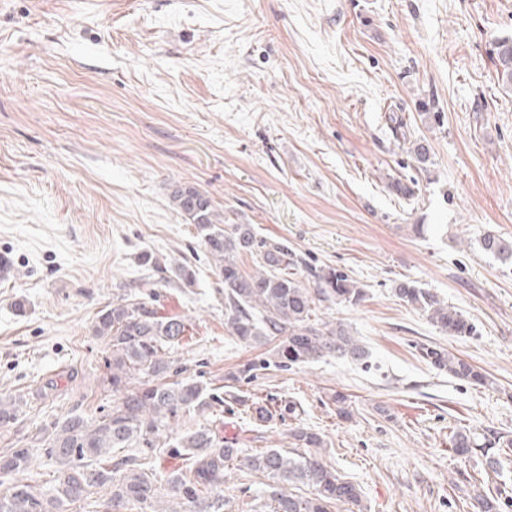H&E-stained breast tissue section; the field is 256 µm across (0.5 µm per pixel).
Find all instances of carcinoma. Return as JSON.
Returning a JSON list of instances; mask_svg holds the SVG:
<instances>
[{"mask_svg": "<svg viewBox=\"0 0 512 512\" xmlns=\"http://www.w3.org/2000/svg\"><path fill=\"white\" fill-rule=\"evenodd\" d=\"M493 62L503 83L512 86V37L494 42ZM174 208L196 226L215 260L224 281V326L240 342L263 346L280 338L275 365H307L326 358L361 363L367 351L350 328L342 323H318L312 319L315 302L337 301L356 305L364 298L357 281L331 265L314 270V287L294 277L305 260L288 242L259 235L253 224H226L211 199L192 185L175 186ZM485 252L512 260V244L488 232L482 240ZM251 256L256 270L241 271L239 258ZM394 295L423 313L440 331L452 336H471L474 326L455 307L442 302L430 290L402 280ZM94 334L108 340L111 358L108 390L117 396L112 409L98 419L71 414L54 423L47 433L46 454L57 465L56 483L45 487L30 473L31 456L26 448H12L0 456V474L14 477L4 495L0 512H69V507L89 499L93 512H220L223 500H208L206 494L224 485V464L237 449L208 426L184 429L168 441L172 453L184 458L176 475L166 478L147 473L141 449L154 448L161 432L172 429L189 410H203L221 397L195 379L169 380L166 351L179 344L188 331L186 320L161 316L144 302L115 303L99 311ZM421 357L448 375L475 385L490 386L489 376L464 359L432 346L420 348ZM18 404L0 398V426L17 419ZM290 437L297 448H322L324 438L311 429L297 427ZM453 453L467 459L478 443L473 433L460 430L450 438ZM132 448L134 453L112 463V449ZM244 465L262 473L269 483L263 495L272 512H331L338 503L360 506L357 487L341 479L315 453L285 454L269 448L248 456ZM167 483L187 509L165 505L162 483ZM301 483L312 488L308 496L291 493L288 487ZM109 487L108 496L93 498L96 490Z\"/></svg>", "mask_w": 512, "mask_h": 512, "instance_id": "obj_1", "label": "carcinoma"}]
</instances>
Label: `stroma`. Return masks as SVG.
Masks as SVG:
<instances>
[{
	"label": "stroma",
	"mask_w": 512,
	"mask_h": 512,
	"mask_svg": "<svg viewBox=\"0 0 512 512\" xmlns=\"http://www.w3.org/2000/svg\"><path fill=\"white\" fill-rule=\"evenodd\" d=\"M511 36L512 0H0V255L13 264L0 277V397L20 406L0 451L111 409V350L93 324L106 305L144 301L189 325L173 369L232 397L180 428L232 427L242 458L313 429L365 512H477L479 494L512 512V447L492 469L449 444L463 429L512 436V264L480 246L490 231L512 240V89L490 57ZM395 179L415 195H395ZM179 184L356 280L363 301H320L315 317L345 322L368 362L243 373L274 347L225 329L224 284L170 200ZM181 263L191 287L171 278ZM401 280L474 335L400 302ZM423 344L493 386L438 371ZM285 400L296 415L255 422L254 404ZM265 483L229 469L224 512H250ZM393 292L400 301L422 312L441 332L461 337L474 334V326L469 319L454 306L440 301L430 290L402 280L396 283Z\"/></svg>",
	"instance_id": "obj_1"
}]
</instances>
